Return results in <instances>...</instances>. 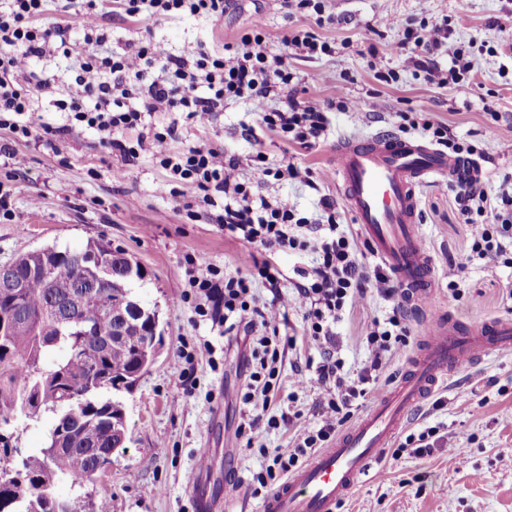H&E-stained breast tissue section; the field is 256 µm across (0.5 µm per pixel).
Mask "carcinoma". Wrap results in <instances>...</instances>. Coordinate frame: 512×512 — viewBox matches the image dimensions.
I'll list each match as a JSON object with an SVG mask.
<instances>
[{"label":"carcinoma","instance_id":"cac0c4a2","mask_svg":"<svg viewBox=\"0 0 512 512\" xmlns=\"http://www.w3.org/2000/svg\"><path fill=\"white\" fill-rule=\"evenodd\" d=\"M131 263L93 241L82 250L32 249L0 266V277L27 281L16 303L0 291V431L43 410L56 415L46 446L12 464L25 479L0 467V512H78L56 486L95 484L100 463L125 447L123 406L105 393L132 386L159 342V312L130 288Z\"/></svg>","mask_w":512,"mask_h":512}]
</instances>
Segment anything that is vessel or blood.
<instances>
[{
    "label": "vessel or blood",
    "mask_w": 512,
    "mask_h": 512,
    "mask_svg": "<svg viewBox=\"0 0 512 512\" xmlns=\"http://www.w3.org/2000/svg\"><path fill=\"white\" fill-rule=\"evenodd\" d=\"M335 172L346 208L408 302L431 305L432 262L417 228L418 189L437 175L475 177V169L422 139L379 132L338 140ZM494 350L512 351V319L436 322L396 384L268 496L265 512H335L383 459L411 411L456 368Z\"/></svg>",
    "instance_id": "vessel-or-blood-1"
}]
</instances>
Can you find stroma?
<instances>
[{"label": "stroma", "mask_w": 512, "mask_h": 512, "mask_svg": "<svg viewBox=\"0 0 512 512\" xmlns=\"http://www.w3.org/2000/svg\"><path fill=\"white\" fill-rule=\"evenodd\" d=\"M336 17L319 29L335 45L332 55L309 59L293 53L288 68L300 97L327 103L344 97L358 101L355 112L331 110L330 129L315 149L292 155L274 133L258 128L249 104L225 105L212 127L179 129L178 145L210 143L223 146L240 163L250 181L267 197H285L298 210L315 216L320 196L339 198L331 169L339 136L393 130L399 111L429 108L460 138L475 144H496L483 176L512 172V36L497 34L490 23L512 0H326ZM448 19L451 36L440 54L450 65L453 51L463 48L471 63L466 82L440 86L425 79L410 50L397 47L399 26L407 20ZM262 23L272 51L294 27H311L297 13L284 17L278 0H235L222 20L190 17L164 24L161 33L178 52L193 50L204 40L217 50ZM381 60L398 75L386 84L375 79L371 59ZM254 135H247V128ZM0 145L22 157L13 169L0 155V193L10 198L11 213L0 216V264L25 251L44 246L76 250L91 240L109 242L140 265L134 283L138 299L159 312L158 355L136 384L112 391L126 417V448L92 488L109 512H226L224 478L235 472L242 481L234 492L238 512H262L263 497L252 493V475L265 466L258 453L245 452L237 427L247 412L239 391L247 375L248 340L226 336L207 321H196L182 297L187 287L185 259L220 266L233 273L248 245L224 236L207 217L191 221L180 206L196 194L182 185L176 196H159L155 186L166 176L149 152L126 159L101 147L97 135L76 128L40 145L0 130ZM295 158L309 167L317 189L264 176ZM419 229L433 257L436 305L440 316L479 321L512 317V268L468 265L460 295L448 289V262L469 252V228L463 224L448 179L439 176L419 189ZM388 305L370 295L354 305L337 324L340 355L346 370L357 372L367 356L362 336ZM287 332L295 337L282 366L284 400L270 412L289 411V425L271 430L265 444L286 447L294 435L316 427L320 391L307 382L306 362L318 358L317 348L302 336V315L292 310ZM210 342L211 358L188 367L183 353ZM444 410L422 405L412 411L406 432L444 425L454 446L432 454L385 458L336 512H512V352L492 353L461 366L439 390Z\"/></svg>", "instance_id": "obj_1"}]
</instances>
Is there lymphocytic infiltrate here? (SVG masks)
<instances>
[{"label": "lymphocytic infiltrate", "instance_id": "1", "mask_svg": "<svg viewBox=\"0 0 512 512\" xmlns=\"http://www.w3.org/2000/svg\"><path fill=\"white\" fill-rule=\"evenodd\" d=\"M67 17L66 24L42 25L49 2ZM233 0H8L0 8V129L15 138L52 143L65 127L80 126L96 131L101 144L124 158L149 151L166 171L159 194L170 195L175 185L188 184L200 200L216 208V224L225 236L251 246L243 259L244 270L231 276L219 266L188 259V289L183 302L193 305L196 316L223 324L225 334L244 332L252 338V369L240 389V401L248 406L238 426L247 449L257 450L269 463L252 478L255 493L279 485L312 453L325 445L354 415L359 399L377 391L379 374L389 356L407 347L411 336L404 309L403 291L383 265L367 269L363 254L348 225L339 221L335 200L319 199L320 215L305 216L287 198L267 200L251 182L242 180L239 162L223 148L188 144L174 149L178 125L150 130L148 138L130 143L125 130L145 126L155 112L179 114L180 123L210 127L229 101L248 102L258 114L260 127L284 142L310 150L320 144L328 129L330 107L298 100L287 87L294 75L288 68V50L314 58L332 52L318 28L333 24L323 0H281L284 10L298 9L311 16L315 30L294 29L283 34L282 53L267 48L261 27H254L223 50L198 42L192 53L172 50L156 30L164 22L182 16L223 19ZM143 25L144 40L112 49L107 45L103 19L106 14ZM447 21L420 26L405 24L398 48L411 49L415 65L438 85H447L448 71L437 58L448 41ZM81 35L83 48L73 53L72 35ZM63 56L71 59L68 92L55 99L58 124L37 115L34 98L46 95L60 77L35 71L34 61ZM278 106H271L272 98ZM397 129L427 136L449 154L467 161L486 159L491 143L475 145L459 140L432 111L399 113ZM454 200L464 223L470 226V259L490 264L512 257V173L493 182L474 180L452 183ZM307 251L310 267L296 268L292 292L281 289L283 273L275 256L286 251ZM268 288L271 297L259 300L257 285ZM387 302L389 313L374 319L363 341L368 356L356 378L346 377L338 356L336 324L345 312L367 295ZM302 314L303 333L316 345L319 357L308 360L312 381L321 389L320 422L304 431L284 448L266 447L270 430L278 428L277 416L265 411L280 390V369L291 337L282 335L289 309Z\"/></svg>", "mask_w": 512, "mask_h": 512}]
</instances>
